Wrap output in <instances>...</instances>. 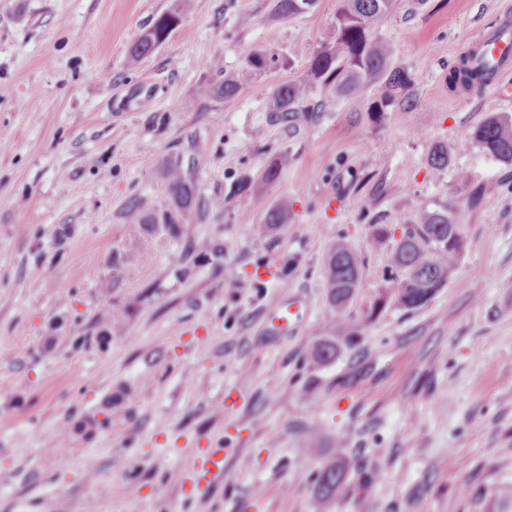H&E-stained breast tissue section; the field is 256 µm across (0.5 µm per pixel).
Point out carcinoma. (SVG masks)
Masks as SVG:
<instances>
[{"mask_svg":"<svg viewBox=\"0 0 512 512\" xmlns=\"http://www.w3.org/2000/svg\"><path fill=\"white\" fill-rule=\"evenodd\" d=\"M318 0H274L273 13L279 20H288L312 10ZM336 13V39L334 45L317 51L310 59L303 79L279 85L272 93L267 112L272 123L293 128L307 120L318 119L323 104L309 101L313 86L320 83L333 88L338 98L360 94L366 87L377 85L382 89L376 110L394 103L397 96L409 92L410 79L390 68L392 48L388 40L376 32L392 8L393 0H340ZM181 5L157 17L128 50L129 64L134 66L163 45L170 34L182 24ZM482 53L476 49L462 56L448 73L452 88L470 91L492 82L495 72L479 66ZM215 81L204 88L207 98L230 100L239 92L235 76L224 73L223 63L214 65ZM475 144L505 165H512V117L491 115L473 132ZM292 156L284 151L276 155L262 172L258 185L274 184L288 167ZM448 145L438 144L431 149V168L440 170L448 166ZM163 175L172 208L161 219L147 216L132 205L127 218L133 224H169L177 232L189 230L186 216L192 210L198 191L180 163L166 160ZM451 208L430 211L420 209L413 223L402 230L392 253L393 263L404 277L395 286L397 303L409 310L429 303L435 295L452 281L457 273L459 259L464 251L465 239L460 226L450 216ZM288 221V200L284 199L265 214V223L285 224ZM361 259L348 242H334L325 258L329 297L336 310L342 312L353 297L359 283ZM343 470L330 464L317 477L318 498L333 497L343 486Z\"/></svg>","mask_w":512,"mask_h":512,"instance_id":"1","label":"carcinoma"}]
</instances>
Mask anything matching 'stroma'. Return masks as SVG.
Masks as SVG:
<instances>
[{
	"instance_id": "obj_1",
	"label": "stroma",
	"mask_w": 512,
	"mask_h": 512,
	"mask_svg": "<svg viewBox=\"0 0 512 512\" xmlns=\"http://www.w3.org/2000/svg\"><path fill=\"white\" fill-rule=\"evenodd\" d=\"M172 6L0 0V512H493L512 488V166L472 133L512 116V73L458 92L448 71L512 0H394L380 33L411 106L374 113L377 89L318 85L324 112L292 131L268 121L269 96L333 43L339 0L287 21L273 0H185L130 66ZM259 49L262 73L246 63ZM218 59L239 78L229 101L198 96ZM438 143L451 155L435 170ZM283 150L275 184L235 193ZM176 157L202 197L229 196L223 212L191 213L185 236L129 223L130 204L170 209L160 162ZM283 198L288 221L269 227ZM450 203L457 276L404 310L394 242L369 246L373 227ZM338 237L362 259L341 314L324 267ZM295 295L310 309L278 335L269 314ZM325 342L335 357L313 362ZM219 445L223 482H190ZM333 462L344 486L317 499ZM170 11L157 17L138 38L130 45L128 50L129 64L134 66L144 57L151 54L163 45L170 34L182 24V9L180 2Z\"/></svg>"
}]
</instances>
